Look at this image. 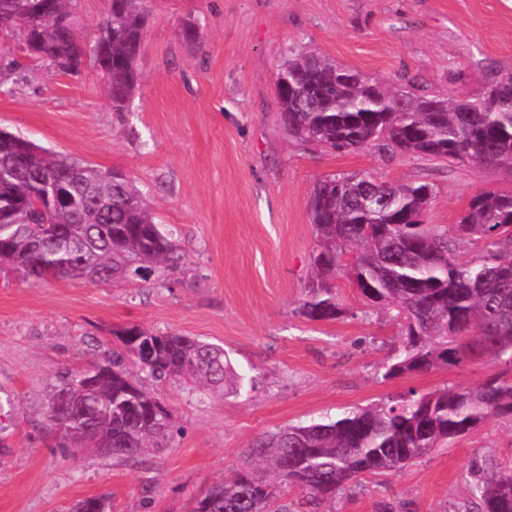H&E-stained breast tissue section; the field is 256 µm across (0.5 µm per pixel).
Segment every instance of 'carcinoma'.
Here are the masks:
<instances>
[{"label": "carcinoma", "mask_w": 512, "mask_h": 512, "mask_svg": "<svg viewBox=\"0 0 512 512\" xmlns=\"http://www.w3.org/2000/svg\"><path fill=\"white\" fill-rule=\"evenodd\" d=\"M74 0H0V33L62 71L91 55L115 112L128 111L139 85L136 58L147 0H110L92 40L73 27ZM288 135L337 153L375 147L449 165L512 170V69L496 70L477 94L457 99L419 92L400 78L388 88L302 46L289 48L275 78ZM435 196L426 182L382 183L368 173L319 181L309 203L317 248L298 312L313 322L345 314L330 280L347 269L366 301L395 313L403 353L386 367L395 378L448 365L512 362V192L474 196L458 224L426 222ZM482 244L473 259L459 245ZM0 266L35 284L49 278L112 280L169 275L181 268L172 234L132 182L112 178L26 139L0 138ZM103 360L66 374L49 394L51 426L72 453L103 448L138 460L166 447L170 415L142 389L130 363L157 381L192 383L200 395L238 393L244 377L224 347L140 324L112 328ZM512 415V382L447 387L358 407L336 419L288 425L250 449V468L214 484L193 512H288L277 488L298 487L319 505L367 474H390L496 416ZM478 512H512V472L491 471L472 486ZM72 512H111L103 497Z\"/></svg>", "instance_id": "obj_1"}]
</instances>
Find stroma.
I'll list each match as a JSON object with an SVG mask.
<instances>
[{"label":"stroma","mask_w":512,"mask_h":512,"mask_svg":"<svg viewBox=\"0 0 512 512\" xmlns=\"http://www.w3.org/2000/svg\"><path fill=\"white\" fill-rule=\"evenodd\" d=\"M150 19L130 108L116 112L92 62L72 74L0 35V128L102 170L123 171L172 232L183 265L171 278L30 285L0 269V512H70L107 497L112 512H191L233 475L261 434L336 418L409 392L512 379V363L475 362L384 378L401 326L368 305L346 272L333 280L345 314L298 312L313 277L308 201L316 182L369 173L434 184L431 224L454 225L485 190L512 191V171L376 149L321 152L282 125L275 75L290 45L397 85L478 93L512 68V0H148ZM197 19L198 46L182 42ZM137 323L224 346L253 379L202 399L191 385L140 376L169 409L173 436L143 463L101 450L72 455L47 419L61 375L100 360L114 326ZM512 471V417L486 421L399 472L364 476L325 512H468L477 468Z\"/></svg>","instance_id":"35a3bbf8"}]
</instances>
